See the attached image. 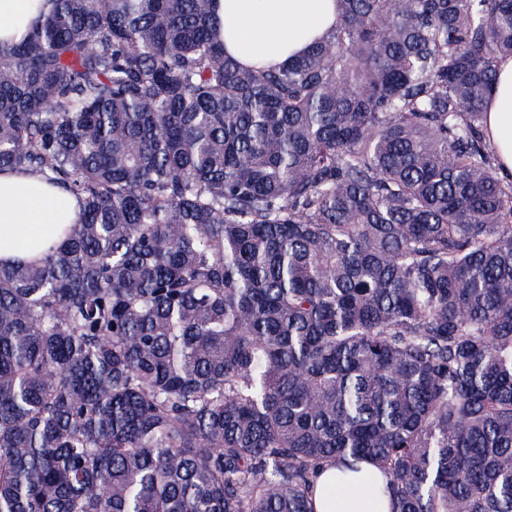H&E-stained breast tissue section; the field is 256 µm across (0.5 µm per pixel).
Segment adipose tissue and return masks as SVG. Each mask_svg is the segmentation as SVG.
Masks as SVG:
<instances>
[{
	"label": "adipose tissue",
	"mask_w": 512,
	"mask_h": 512,
	"mask_svg": "<svg viewBox=\"0 0 512 512\" xmlns=\"http://www.w3.org/2000/svg\"><path fill=\"white\" fill-rule=\"evenodd\" d=\"M213 9L226 54L264 67L303 54L337 20L336 0H214ZM45 10V0H0V44L20 41ZM487 128L501 168L512 173V58L499 64ZM77 217V202L65 188L30 172L0 173V260H41L60 241V224ZM383 481L371 467L347 475L327 466L316 480L315 512H389L374 490Z\"/></svg>",
	"instance_id": "obj_1"
}]
</instances>
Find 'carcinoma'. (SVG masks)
<instances>
[{"label": "carcinoma", "instance_id": "carcinoma-1", "mask_svg": "<svg viewBox=\"0 0 512 512\" xmlns=\"http://www.w3.org/2000/svg\"><path fill=\"white\" fill-rule=\"evenodd\" d=\"M0 47V171L80 219L0 264V512H512V0H337L278 68L213 0H48ZM487 128L501 168L512 173V58L499 64L488 104ZM385 482L386 478L372 467L346 475L336 465H329L316 479L315 512H390L388 501L374 490L376 484Z\"/></svg>", "mask_w": 512, "mask_h": 512}]
</instances>
